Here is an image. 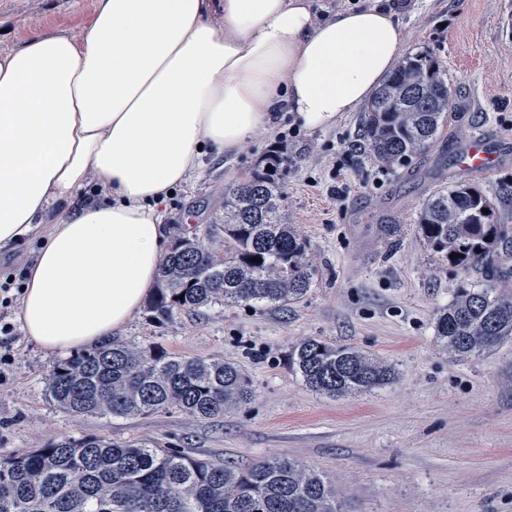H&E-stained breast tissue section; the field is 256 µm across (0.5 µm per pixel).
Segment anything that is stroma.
<instances>
[{
  "label": "stroma",
  "instance_id": "1",
  "mask_svg": "<svg viewBox=\"0 0 512 512\" xmlns=\"http://www.w3.org/2000/svg\"><path fill=\"white\" fill-rule=\"evenodd\" d=\"M93 0H0V50L31 31L78 33ZM405 55L448 73L456 109L444 132L389 169L362 147L360 115L328 129L284 119L285 219L298 225L321 270L307 296L283 308L221 306L164 321L141 310L119 339L189 358L239 365L252 395L213 420L169 411L129 418L74 415L54 406L45 378L54 357L16 335L0 364V456L61 438L142 440L200 459L249 465L288 457L328 474L343 512H512V342L465 359L443 350L438 311L481 276L439 261L415 223L437 188L466 179L456 155L480 133L512 142V0H403ZM272 139L205 154L165 204L170 234L213 223L224 191L257 168ZM512 225V153L476 179ZM38 236L0 250V284L21 287ZM353 346L395 370L370 392L331 398L289 365L300 341Z\"/></svg>",
  "mask_w": 512,
  "mask_h": 512
}]
</instances>
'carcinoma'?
<instances>
[{"instance_id": "obj_1", "label": "carcinoma", "mask_w": 512, "mask_h": 512, "mask_svg": "<svg viewBox=\"0 0 512 512\" xmlns=\"http://www.w3.org/2000/svg\"><path fill=\"white\" fill-rule=\"evenodd\" d=\"M454 104L438 61L407 57L363 109V148L387 168L405 167L436 139ZM286 163L266 158L262 169L225 192L219 221L175 238L148 302L154 317L215 304L280 307L308 294L320 271L306 239L282 219L279 172ZM417 224L431 251L464 274L489 277L461 289L438 312L441 346L468 358L511 340L512 273L502 269L492 281L488 267L506 236L494 202L462 181L434 192ZM291 365L306 386L332 398L369 392L395 375L353 346L317 338L294 347ZM45 391L72 414L128 418L176 410L209 420L247 401L252 383L229 361L110 340L54 361ZM0 512H341V506L325 474L291 458L235 467L84 435L0 458Z\"/></svg>"}]
</instances>
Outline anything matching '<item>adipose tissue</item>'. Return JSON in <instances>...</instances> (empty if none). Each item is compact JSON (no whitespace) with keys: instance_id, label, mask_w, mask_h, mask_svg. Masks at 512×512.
Wrapping results in <instances>:
<instances>
[{"instance_id":"1","label":"adipose tissue","mask_w":512,"mask_h":512,"mask_svg":"<svg viewBox=\"0 0 512 512\" xmlns=\"http://www.w3.org/2000/svg\"><path fill=\"white\" fill-rule=\"evenodd\" d=\"M400 17L314 0H95L77 35L0 51V249L41 236L16 319L48 353L124 329L169 251L162 206L204 151L290 113L325 129L397 66ZM99 204L71 213L84 190Z\"/></svg>"}]
</instances>
